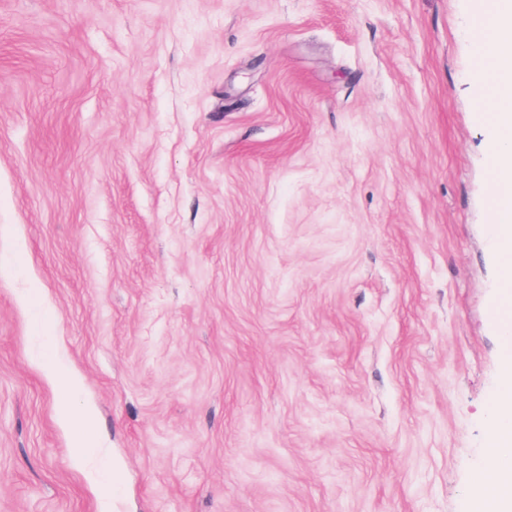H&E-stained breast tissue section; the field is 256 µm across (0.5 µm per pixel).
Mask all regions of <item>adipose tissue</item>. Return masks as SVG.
<instances>
[{"label":"adipose tissue","mask_w":512,"mask_h":512,"mask_svg":"<svg viewBox=\"0 0 512 512\" xmlns=\"http://www.w3.org/2000/svg\"><path fill=\"white\" fill-rule=\"evenodd\" d=\"M486 56L495 74L489 110L501 184L512 185V0H500L498 29ZM471 512H512V357L503 359L500 396L496 402L489 448L469 496Z\"/></svg>","instance_id":"obj_1"}]
</instances>
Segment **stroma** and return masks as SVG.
<instances>
[{
	"instance_id": "1",
	"label": "stroma",
	"mask_w": 512,
	"mask_h": 512,
	"mask_svg": "<svg viewBox=\"0 0 512 512\" xmlns=\"http://www.w3.org/2000/svg\"><path fill=\"white\" fill-rule=\"evenodd\" d=\"M478 5L0 0V512H103L65 400L112 512H465L512 292ZM498 242V253L511 257L512 254V196L510 205H499L493 216ZM80 422L83 425V431L73 446L72 456L77 465L80 467L87 468L90 464H92V467L89 470V479L92 484H98L101 477V468L99 463L101 462L105 468L112 471V457L105 456L102 461H97L93 456V451L97 448H91V441L93 436L91 427V413H84L80 417Z\"/></svg>"
}]
</instances>
